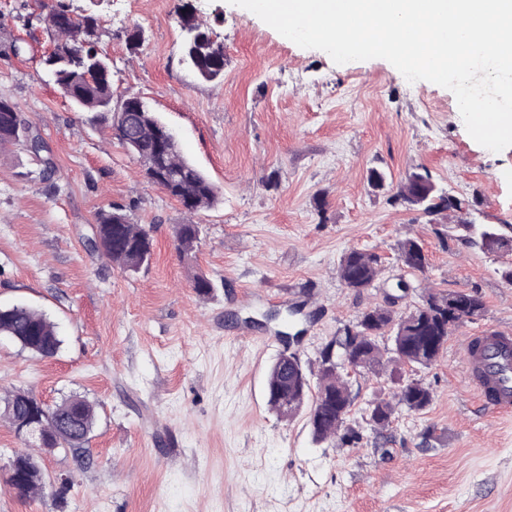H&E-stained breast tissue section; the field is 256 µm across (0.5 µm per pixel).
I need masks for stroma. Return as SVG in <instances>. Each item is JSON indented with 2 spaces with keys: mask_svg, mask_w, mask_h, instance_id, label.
Wrapping results in <instances>:
<instances>
[{
  "mask_svg": "<svg viewBox=\"0 0 512 512\" xmlns=\"http://www.w3.org/2000/svg\"><path fill=\"white\" fill-rule=\"evenodd\" d=\"M101 21L115 100L141 96L174 130L188 160L216 185L218 202L191 215L148 181L104 126H90L39 62L34 28L24 58V0L0 7V97L43 137L59 173L46 183L23 146L0 150V306L45 312L64 343L43 358L0 337V395L24 390L54 404L77 394L98 420L79 467L65 449L37 459L43 496L18 494L7 465L23 442L0 421V512H512V411H484L467 387L459 339L512 330V254L457 241L455 216L394 201L405 178L429 173L440 193L465 199L475 224L512 225V147L493 152L468 134L455 95L408 82L388 61L334 63L228 0H70ZM193 6L224 40V78L199 80L179 63L177 16ZM140 29L141 41L128 34ZM383 188L370 184L373 173ZM123 206L154 228L155 254L135 273L86 244L98 210ZM201 240L180 257L175 227ZM417 240L427 267L408 269L400 242ZM381 259L373 288L338 276L342 256ZM211 280L210 295L193 289ZM420 294L475 292L482 317L449 336L427 368L386 366L352 378L350 421L363 440L314 442L305 415L267 405L266 372L282 333L302 363L398 282ZM279 310L276 320L267 311ZM416 379L433 393L423 411H399L377 433L365 408Z\"/></svg>",
  "mask_w": 512,
  "mask_h": 512,
  "instance_id": "1",
  "label": "stroma"
}]
</instances>
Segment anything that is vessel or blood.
<instances>
[{
    "instance_id": "vessel-or-blood-1",
    "label": "vessel or blood",
    "mask_w": 512,
    "mask_h": 512,
    "mask_svg": "<svg viewBox=\"0 0 512 512\" xmlns=\"http://www.w3.org/2000/svg\"><path fill=\"white\" fill-rule=\"evenodd\" d=\"M462 358L476 399L495 412L512 410V333L488 327L465 336Z\"/></svg>"
}]
</instances>
